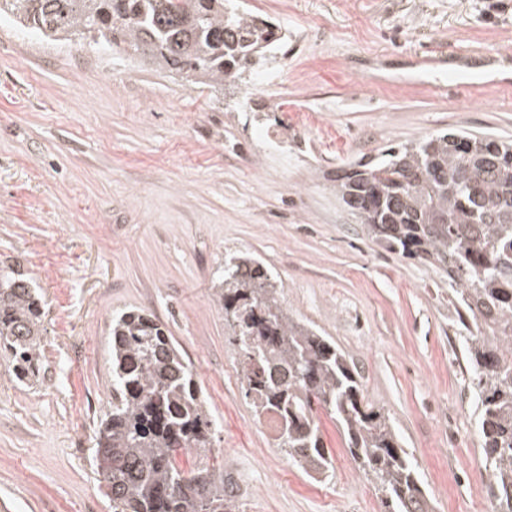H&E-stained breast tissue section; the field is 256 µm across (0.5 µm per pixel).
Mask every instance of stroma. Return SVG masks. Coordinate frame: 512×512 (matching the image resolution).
Instances as JSON below:
<instances>
[{"instance_id":"obj_1","label":"stroma","mask_w":512,"mask_h":512,"mask_svg":"<svg viewBox=\"0 0 512 512\" xmlns=\"http://www.w3.org/2000/svg\"><path fill=\"white\" fill-rule=\"evenodd\" d=\"M286 31L248 84L213 91L111 49L0 19V261L44 296L45 377L0 365V512H112L95 465L112 401L110 324L154 314L196 371L240 512H381L320 414L335 474L314 480L240 389L214 283L251 256L280 301L357 366L418 464L433 512H483L480 441L448 281L388 251L336 197L337 174L440 131L512 142V91L448 47L512 53V0H243Z\"/></svg>"}]
</instances>
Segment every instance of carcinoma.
Listing matches in <instances>:
<instances>
[{
	"label": "carcinoma",
	"instance_id": "cac0c4a2",
	"mask_svg": "<svg viewBox=\"0 0 512 512\" xmlns=\"http://www.w3.org/2000/svg\"><path fill=\"white\" fill-rule=\"evenodd\" d=\"M6 15L56 41L139 55L193 85L223 89L257 70L285 38L229 0H0ZM512 143L438 132L357 161L336 196L376 242L448 277V306L469 369L488 498L512 512ZM213 300L240 356L244 397L277 413V446L328 477L318 410L336 421L384 512H432L418 465L390 419L365 401L355 367L283 309L273 277L249 256L227 263ZM43 306L30 280L0 269V358L17 379L41 364ZM112 411L95 454L112 512H239L224 465L187 473L181 451L211 447L215 419L166 327L143 311L110 328Z\"/></svg>",
	"mask_w": 512,
	"mask_h": 512
}]
</instances>
